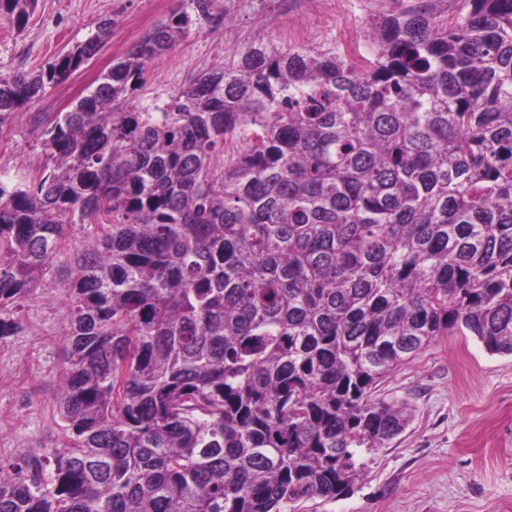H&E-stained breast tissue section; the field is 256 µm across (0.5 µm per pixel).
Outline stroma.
<instances>
[{
	"label": "stroma",
	"mask_w": 512,
	"mask_h": 512,
	"mask_svg": "<svg viewBox=\"0 0 512 512\" xmlns=\"http://www.w3.org/2000/svg\"><path fill=\"white\" fill-rule=\"evenodd\" d=\"M210 16L230 15L213 27L193 0H37L25 26L0 15V75L35 72L55 62L114 20L100 52L48 87L44 97L0 126V168L35 175L47 164L38 118L64 112L155 24L172 14L191 18L185 35L153 60L137 98H165L191 77L232 62L248 44H283L284 28L310 17L322 34L309 47H336L331 0H214ZM65 270H54L19 313L22 330L0 341V460L18 451L41 454L62 440L55 413L66 329L62 308ZM377 397L408 403L413 418L384 447L363 452L364 470L347 496L299 503V512H512V356L488 353L470 333L438 337L376 389Z\"/></svg>",
	"instance_id": "stroma-1"
}]
</instances>
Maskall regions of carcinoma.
<instances>
[{"mask_svg":"<svg viewBox=\"0 0 512 512\" xmlns=\"http://www.w3.org/2000/svg\"><path fill=\"white\" fill-rule=\"evenodd\" d=\"M35 0H0L25 24ZM365 23L371 62L253 42L134 102L156 24L0 169V340L71 266L62 442L0 464V512H293L408 424L375 397L439 336L512 354V0ZM0 76V125L95 56ZM245 143L224 158L228 137ZM86 229L63 251L66 227Z\"/></svg>","mask_w":512,"mask_h":512,"instance_id":"cac0c4a2","label":"carcinoma"}]
</instances>
